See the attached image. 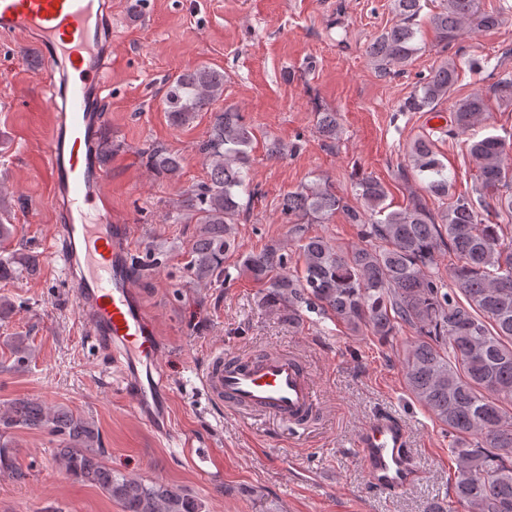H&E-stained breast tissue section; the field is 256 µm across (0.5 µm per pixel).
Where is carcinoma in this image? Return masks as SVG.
Wrapping results in <instances>:
<instances>
[{
	"label": "carcinoma",
	"mask_w": 512,
	"mask_h": 512,
	"mask_svg": "<svg viewBox=\"0 0 512 512\" xmlns=\"http://www.w3.org/2000/svg\"><path fill=\"white\" fill-rule=\"evenodd\" d=\"M402 22L383 30L369 45L380 76L404 69L418 48L416 20L423 0H394ZM512 17V0L486 9L482 0H442L430 16L438 42L499 27ZM457 61L439 65L403 99L401 112H433L456 90ZM512 105V71L502 69L489 92L477 88L453 105L448 136L468 134L487 120L488 95ZM224 95V72L200 66L168 85L164 105L172 124L188 125ZM337 113L320 112L317 130L326 139L338 133ZM253 129L232 107L212 113L208 138L198 152L210 170L207 182L187 188L167 218L196 224L192 274L199 283L224 276V259L235 251V224L241 197H252L248 177ZM468 155L477 169L470 191L457 192L432 140L415 138L407 146L410 165L422 176L425 194L414 192L400 210H389L388 186L376 177H356L361 206L350 207L328 180H315L283 194L280 212L298 238L299 268L276 246L249 253L239 268L265 286L263 303L281 307L290 321L304 312L330 315L354 336L382 342L408 331L402 351L406 388L415 400L448 427L456 462L453 503L457 512H512V143L499 136L469 139ZM148 169L175 179L180 157L163 146L144 151ZM343 211L362 225L363 245L342 246L303 225L323 224ZM508 224L489 221V212ZM11 210L0 197V243L10 239ZM454 257L448 277L437 265L443 252ZM38 256L13 252L0 257V280L34 275ZM15 362L30 359L26 336L11 337ZM40 430L57 441L53 459L74 479L101 489L123 512H202L182 489L112 471L103 456L93 420L64 405L47 406L28 398L0 411V473L17 482L27 474L13 462L11 432Z\"/></svg>",
	"instance_id": "obj_1"
}]
</instances>
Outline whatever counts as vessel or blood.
<instances>
[{"instance_id": "1", "label": "vessel or blood", "mask_w": 512, "mask_h": 512, "mask_svg": "<svg viewBox=\"0 0 512 512\" xmlns=\"http://www.w3.org/2000/svg\"><path fill=\"white\" fill-rule=\"evenodd\" d=\"M0 34L34 41L42 80L57 117L45 154L58 236L54 252L77 294L79 311L111 351L135 415L157 435L172 433L168 389L157 371L160 338L134 285L130 228L112 221L106 203L100 128L112 51L110 0H0ZM218 406L305 423L319 395L302 360L276 352L261 358L212 353L201 373ZM375 485L406 489L415 477L404 427L378 417L357 442Z\"/></svg>"}]
</instances>
